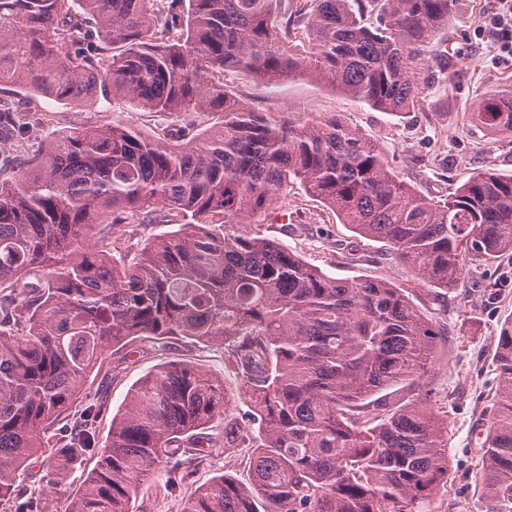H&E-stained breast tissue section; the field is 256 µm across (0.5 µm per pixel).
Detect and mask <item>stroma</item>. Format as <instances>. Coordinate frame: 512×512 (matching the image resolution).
I'll use <instances>...</instances> for the list:
<instances>
[{
    "instance_id": "35a3bbf8",
    "label": "stroma",
    "mask_w": 512,
    "mask_h": 512,
    "mask_svg": "<svg viewBox=\"0 0 512 512\" xmlns=\"http://www.w3.org/2000/svg\"><path fill=\"white\" fill-rule=\"evenodd\" d=\"M433 55L419 70L424 99L412 112L399 116L299 77L278 90L233 71L224 81L238 90L251 107L293 117L337 116L385 147L394 172L421 194L445 199L471 174L494 169L512 172V135L494 133L475 119L486 90L512 76V11L503 0H458L445 30L435 37ZM458 55L460 64L440 70L437 55ZM39 111L25 144H0V158L11 161L0 176L12 179L23 162L41 154L59 132L121 124L153 137L169 138L177 124L172 117L117 103L77 106L39 102ZM292 233H284V222ZM268 235L308 263L343 279L371 277L408 289L416 306L433 322L447 328L426 375L431 402L448 414V484L434 499L433 512H488L489 500L479 486L481 444L492 415L499 379L494 362L500 327L512 318V252L487 261L467 257L457 286L446 291L414 278L384 243L361 237L340 224L336 215L300 187L282 196L277 214L267 217ZM167 361L196 365L216 377L227 394H235L240 378L228 360L226 346L200 344L185 338L158 347L137 340L107 352L102 371L86 385L104 406L96 422L98 442H105L112 418L125 405L133 385L152 367ZM248 448H215L197 454L185 483L163 494L140 492L135 512H181L186 497L215 474L227 472L242 484L252 474Z\"/></svg>"
}]
</instances>
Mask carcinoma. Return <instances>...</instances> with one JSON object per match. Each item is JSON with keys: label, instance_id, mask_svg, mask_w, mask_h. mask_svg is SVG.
Here are the masks:
<instances>
[{"label": "carcinoma", "instance_id": "carcinoma-1", "mask_svg": "<svg viewBox=\"0 0 512 512\" xmlns=\"http://www.w3.org/2000/svg\"><path fill=\"white\" fill-rule=\"evenodd\" d=\"M455 2L0 0V91L221 117L180 126L172 143L119 124L73 129L0 182L4 512H44L38 498L15 502L32 459L53 488L96 458L68 512H133L156 469L182 481L202 448L253 449L252 483L223 473L183 512H431L447 484L448 418L423 376L445 329L406 289L330 276L261 227L297 183L449 290L467 255L512 251V173L478 172L435 201L397 177L379 142L334 116L257 112L224 71L273 88L307 75L373 109L411 112L424 47ZM21 112L0 105V139L26 131ZM476 119L512 133V81L482 94ZM159 212L179 229L131 259L88 243L92 224H151ZM177 336L230 347L249 426L227 417L224 385L172 361L135 384L104 444L98 401L58 430L109 348ZM495 359L480 484L498 504L512 501V320ZM218 419L224 429L206 433Z\"/></svg>", "mask_w": 512, "mask_h": 512}]
</instances>
